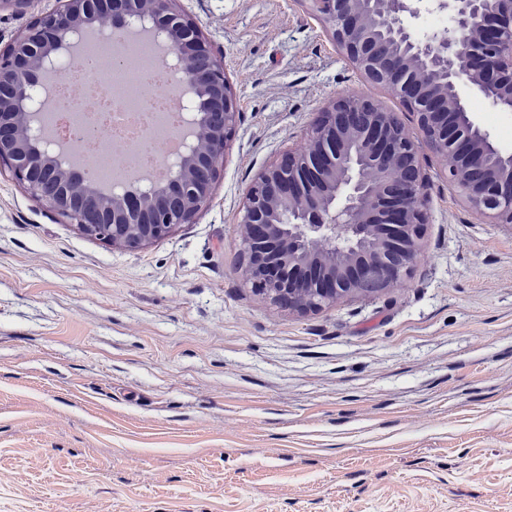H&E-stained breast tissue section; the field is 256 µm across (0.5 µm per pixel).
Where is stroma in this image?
Here are the masks:
<instances>
[{
  "instance_id": "1",
  "label": "stroma",
  "mask_w": 512,
  "mask_h": 512,
  "mask_svg": "<svg viewBox=\"0 0 512 512\" xmlns=\"http://www.w3.org/2000/svg\"><path fill=\"white\" fill-rule=\"evenodd\" d=\"M58 0L0 6V48ZM240 112L210 202L104 244L0 168V512H512V224L430 148L411 275L299 315L240 272L254 179L367 94L307 0H179ZM470 108L512 153V112Z\"/></svg>"
}]
</instances>
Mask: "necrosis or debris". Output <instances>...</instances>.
<instances>
[{
    "label": "necrosis or debris",
    "mask_w": 512,
    "mask_h": 512,
    "mask_svg": "<svg viewBox=\"0 0 512 512\" xmlns=\"http://www.w3.org/2000/svg\"><path fill=\"white\" fill-rule=\"evenodd\" d=\"M167 85V72L160 67L144 74L125 94L118 95L113 89L97 85L91 62L72 57L55 78L54 91L66 98L73 110L83 113L92 127L91 136H84L75 131L68 113H61L60 130L69 140L73 159L95 167L115 161L139 172L148 156L169 153L168 141L153 138L151 123L142 125L139 138L124 139L114 137L111 118L115 112H147L167 117L179 111L180 99L164 95Z\"/></svg>",
    "instance_id": "1"
}]
</instances>
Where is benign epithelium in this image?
Segmentation results:
<instances>
[{
  "mask_svg": "<svg viewBox=\"0 0 512 512\" xmlns=\"http://www.w3.org/2000/svg\"><path fill=\"white\" fill-rule=\"evenodd\" d=\"M178 0H60L0 50V166L87 236L138 251L195 223L208 206L235 134L237 99L197 23ZM336 46L370 84L417 118L410 136L394 112L343 95L316 113L303 151L263 170L243 205L242 277L252 292L301 315L340 298L384 292L408 277L429 201L421 148L441 156L448 183L495 224H512V154L469 108L472 96L512 112V0H431L451 26L418 32L421 0H308ZM107 13L116 61L124 38L149 25L172 84L187 98L184 150L162 184L100 193L66 158L46 123L39 89L58 75L87 20Z\"/></svg>",
  "mask_w": 512,
  "mask_h": 512,
  "instance_id": "benign-epithelium-1",
  "label": "benign epithelium"
}]
</instances>
